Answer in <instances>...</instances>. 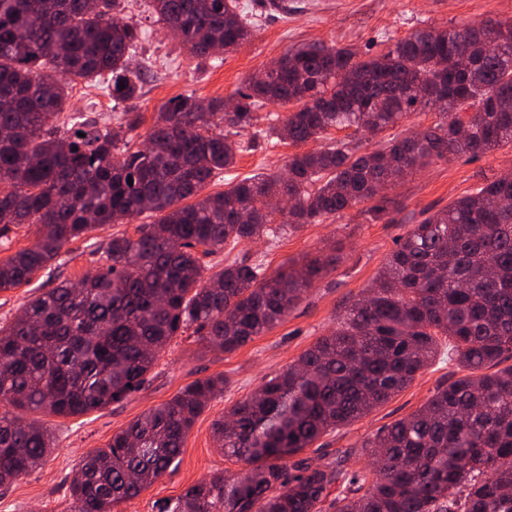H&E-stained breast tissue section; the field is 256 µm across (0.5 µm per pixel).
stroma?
I'll return each mask as SVG.
<instances>
[{"instance_id":"obj_1","label":"stroma","mask_w":512,"mask_h":512,"mask_svg":"<svg viewBox=\"0 0 512 512\" xmlns=\"http://www.w3.org/2000/svg\"><path fill=\"white\" fill-rule=\"evenodd\" d=\"M277 12L268 0H239L255 32L238 49L213 62L190 56L178 40L155 22L146 0H119L117 17L138 23L142 39L132 63L144 71L141 95L133 100L143 121L132 132L143 142L158 112L172 97L187 92L202 100L225 98L242 88L245 80L262 71L293 45L320 41L352 46L377 55L385 39L406 36L421 24L459 27L487 19L512 21V0H287ZM70 104L89 117L112 118L124 111L105 86L76 83ZM289 143L259 141L257 148L241 152L232 169L244 177L277 169L296 153ZM512 174V144L479 156L436 159L406 174L385 191L392 205L380 219L354 208L319 224H308L275 241H241L213 257L215 267L238 259L263 265L267 271L287 266L289 260L314 257L335 250L338 261L304 295L297 308L277 327L255 337L232 353L207 349L193 332L175 338L161 353L146 382L128 399L78 417L43 416L55 436V450L46 462L17 481L0 486V512H73L72 474L92 450L107 447L115 433L170 398L186 385L215 375L226 386L198 416L178 461L138 497L115 503L112 512H158L161 504L178 497L213 472L231 476L241 463L225 459L214 446L213 424L225 410L249 396L266 378L295 362L319 338L328 335L344 310L368 288L410 225L447 208L474 192L486 180ZM142 215L138 223L110 224L69 242L52 266L37 272L29 283L0 293V323L20 314L32 297L64 281L95 272L104 263V240L116 233H134L137 224L151 223ZM454 365L438 356L412 384L350 426L323 435L303 452L315 464L336 460L359 470L369 458L363 442L422 406L438 385L446 382Z\"/></svg>"}]
</instances>
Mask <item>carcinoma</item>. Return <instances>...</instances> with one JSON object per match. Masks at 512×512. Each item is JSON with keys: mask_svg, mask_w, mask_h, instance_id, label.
I'll use <instances>...</instances> for the list:
<instances>
[{"mask_svg": "<svg viewBox=\"0 0 512 512\" xmlns=\"http://www.w3.org/2000/svg\"><path fill=\"white\" fill-rule=\"evenodd\" d=\"M118 0H0V237L33 224L35 240L0 261V292L27 283L70 241L144 213L136 236L103 243L107 265L28 301L0 325V484L54 449L40 414L81 416L138 391L172 339L188 329L232 353L276 327L336 265L332 252L271 273L233 260L204 276L202 259L241 239H276L368 203L380 184L434 159L478 156L512 143V22L428 26L362 57L349 46L289 48L224 100L181 94L158 112L141 148L81 112L57 135L69 86L102 82L112 98L142 89L131 57L138 26L112 17ZM156 21L196 58L248 40L238 0H149ZM125 88H119V84ZM440 119L362 150L333 128L376 135L419 108ZM295 104L280 117L267 104ZM253 130L244 144L231 135ZM320 148L285 170L205 184L257 139ZM133 184H128V179ZM512 178L496 177L411 228L372 285L298 362L267 378L213 424L216 447L245 467L201 479L159 512H512ZM467 374L440 385L418 410L364 442L369 468L293 460L321 436L386 403L428 368L442 342ZM496 368L492 373L487 368ZM215 376L171 399L90 452L70 486L75 512H112L162 477L197 417L224 390Z\"/></svg>", "mask_w": 512, "mask_h": 512, "instance_id": "carcinoma-1", "label": "carcinoma"}]
</instances>
